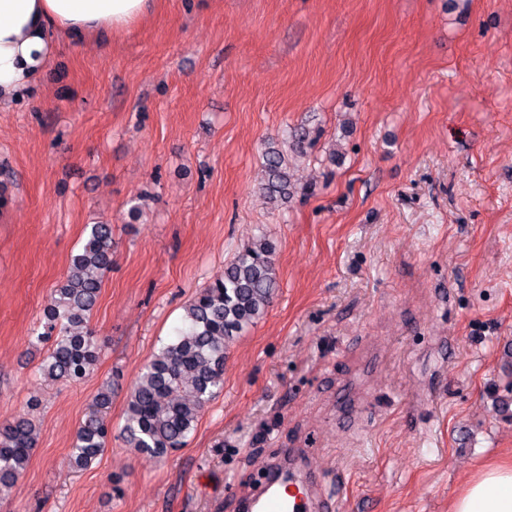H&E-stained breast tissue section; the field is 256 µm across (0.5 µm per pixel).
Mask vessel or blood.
I'll return each mask as SVG.
<instances>
[{"label":"vessel or blood","instance_id":"vessel-or-blood-1","mask_svg":"<svg viewBox=\"0 0 512 512\" xmlns=\"http://www.w3.org/2000/svg\"><path fill=\"white\" fill-rule=\"evenodd\" d=\"M242 512H343L345 503L322 487L307 451L266 463L258 487L240 500Z\"/></svg>","mask_w":512,"mask_h":512}]
</instances>
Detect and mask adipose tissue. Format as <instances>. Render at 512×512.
I'll list each match as a JSON object with an SVG mask.
<instances>
[{
  "instance_id": "ef3b65f1",
  "label": "adipose tissue",
  "mask_w": 512,
  "mask_h": 512,
  "mask_svg": "<svg viewBox=\"0 0 512 512\" xmlns=\"http://www.w3.org/2000/svg\"><path fill=\"white\" fill-rule=\"evenodd\" d=\"M157 0H0V103L30 94L59 40L119 35L153 12ZM448 512H512V463L478 471Z\"/></svg>"
}]
</instances>
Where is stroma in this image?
<instances>
[{
	"instance_id": "35a3bbf8",
	"label": "stroma",
	"mask_w": 512,
	"mask_h": 512,
	"mask_svg": "<svg viewBox=\"0 0 512 512\" xmlns=\"http://www.w3.org/2000/svg\"><path fill=\"white\" fill-rule=\"evenodd\" d=\"M297 125L320 135L298 171L313 191L275 208L261 154ZM0 166V426L41 399L0 512H239L291 448L357 512H448L512 456V0H158L61 45L0 107ZM100 220V358L48 382L33 328ZM258 234L279 289L185 447L157 461L116 440L75 469L100 384L120 427L184 305ZM348 393L364 407L340 424Z\"/></svg>"
}]
</instances>
